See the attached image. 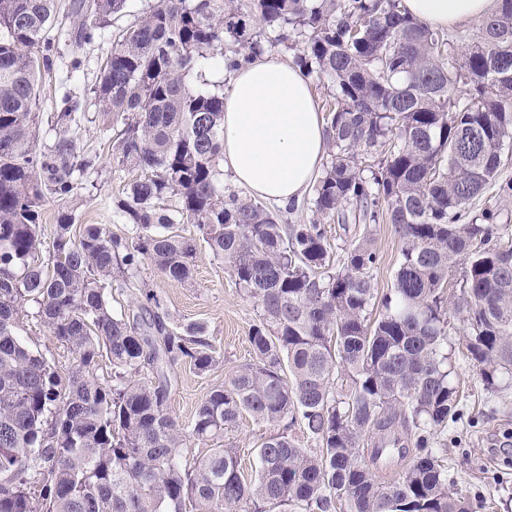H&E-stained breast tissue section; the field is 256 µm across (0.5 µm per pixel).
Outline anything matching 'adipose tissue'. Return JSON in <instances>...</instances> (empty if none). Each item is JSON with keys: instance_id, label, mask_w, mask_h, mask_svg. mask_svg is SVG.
Instances as JSON below:
<instances>
[{"instance_id": "obj_1", "label": "adipose tissue", "mask_w": 512, "mask_h": 512, "mask_svg": "<svg viewBox=\"0 0 512 512\" xmlns=\"http://www.w3.org/2000/svg\"><path fill=\"white\" fill-rule=\"evenodd\" d=\"M432 29L486 17L495 0H405ZM224 167L255 198L301 201L326 156L327 136L303 73L267 53L236 71L224 91Z\"/></svg>"}]
</instances>
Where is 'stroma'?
<instances>
[{
  "instance_id": "35a3bbf8",
  "label": "stroma",
  "mask_w": 512,
  "mask_h": 512,
  "mask_svg": "<svg viewBox=\"0 0 512 512\" xmlns=\"http://www.w3.org/2000/svg\"><path fill=\"white\" fill-rule=\"evenodd\" d=\"M111 47L110 39L96 41L85 48L79 69L68 70L67 60L60 57L54 60L51 69L42 72L41 98L35 119L36 149H44L49 143L50 118L58 110L63 94L86 97ZM75 133L81 154L93 157L97 175L94 181L79 183L68 202L45 201L42 210L44 240L52 242L57 213L65 207L72 210L75 227L106 224L112 233L126 235L127 225L112 211V204L118 200L124 185L123 179L112 173L116 164L112 149L101 137L97 123L80 121ZM180 231L197 241L192 282L169 281L148 264L143 265L141 275L153 285L176 323H206L208 336L220 355L218 364L208 373L197 374L186 364L175 366L171 372L174 386L168 406L180 422L187 424L206 395L222 386L232 370L248 362V334L259 309L254 300L236 286L223 260L215 257L202 242L196 225H181ZM367 231L379 256L373 283L382 294L392 286L401 241L391 224H374ZM448 323V345L454 368L452 380L464 408L463 417L448 430L444 456L449 473L463 495L482 500L480 512H512V389L500 393L485 389L462 343L461 314L449 311ZM275 431V425L257 424L246 418L227 435V442L240 452L244 477L254 476L256 449Z\"/></svg>"
}]
</instances>
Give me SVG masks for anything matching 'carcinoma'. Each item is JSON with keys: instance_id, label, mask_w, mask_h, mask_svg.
Instances as JSON below:
<instances>
[{"instance_id": "cac0c4a2", "label": "carcinoma", "mask_w": 512, "mask_h": 512, "mask_svg": "<svg viewBox=\"0 0 512 512\" xmlns=\"http://www.w3.org/2000/svg\"><path fill=\"white\" fill-rule=\"evenodd\" d=\"M128 2L69 0L67 25L59 0H0V512H471L440 452L463 415L448 305L499 390L512 375V231L474 205L512 146V0H497L462 60L402 0H160L116 29L92 88L118 166L138 172L116 202L130 232L76 234L63 209L46 256L45 200L71 197L93 163L71 134L88 99L69 94L53 143L32 149L41 70L61 52L78 67ZM260 24L294 43L304 75L336 86L307 224L224 190V85L187 84L216 54L230 74L265 53ZM360 152L379 164L359 167ZM349 211L400 235L380 298L368 236L333 253L326 222ZM185 223L260 308L252 360L187 425L169 411L167 371L205 373L219 357L204 324L174 327L140 276L147 261L193 279ZM116 293L130 308L112 309ZM29 317L66 348L65 373L23 342ZM246 417L279 426L250 481L224 443Z\"/></svg>"}]
</instances>
